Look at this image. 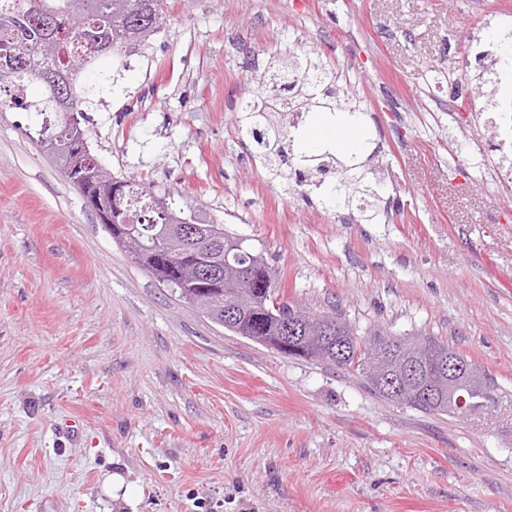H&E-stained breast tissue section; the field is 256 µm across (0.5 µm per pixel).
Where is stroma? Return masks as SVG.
Returning a JSON list of instances; mask_svg holds the SVG:
<instances>
[{
  "label": "stroma",
  "mask_w": 512,
  "mask_h": 512,
  "mask_svg": "<svg viewBox=\"0 0 512 512\" xmlns=\"http://www.w3.org/2000/svg\"><path fill=\"white\" fill-rule=\"evenodd\" d=\"M168 6L145 50L84 73L99 163L263 252L288 299L452 345L492 399L421 411L216 325L112 240L28 139L41 119L3 111L0 512H512V174L471 81L512 0ZM293 49L340 68L368 111L378 223L238 138L241 96ZM116 471L134 506L104 490Z\"/></svg>",
  "instance_id": "1"
}]
</instances>
